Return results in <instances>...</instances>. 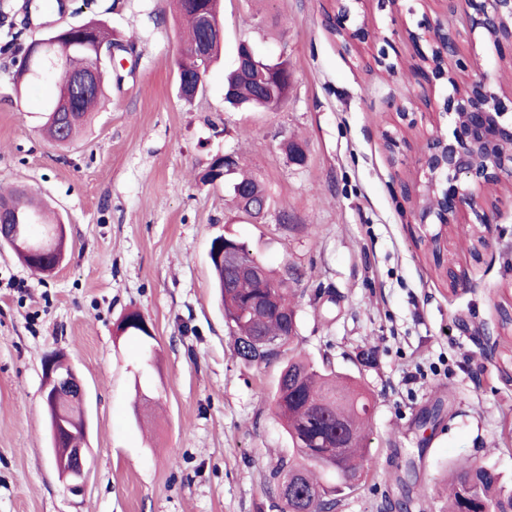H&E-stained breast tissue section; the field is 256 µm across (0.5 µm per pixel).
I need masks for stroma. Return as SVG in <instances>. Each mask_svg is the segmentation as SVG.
<instances>
[{"label":"stroma","instance_id":"35a3bbf8","mask_svg":"<svg viewBox=\"0 0 512 512\" xmlns=\"http://www.w3.org/2000/svg\"><path fill=\"white\" fill-rule=\"evenodd\" d=\"M27 0H0V193L24 186L66 226L62 265L42 275L0 250V512H258L269 473L288 454L273 411L279 364L234 353L208 261L233 236L267 266L301 275L293 346L370 390L372 463L336 512H399L397 479L425 485L419 512H441L450 463L469 459L512 485V182L490 186L498 221L474 257L469 227L448 229L449 287L418 243L401 193L418 178L427 133L451 134L427 101L447 95L412 72L402 28L442 18L463 27L458 0H365L351 23L374 42L345 48L336 0H223V53L193 102L177 95L183 30L173 0H67L31 25ZM97 19L123 45L103 60L107 97L76 140L44 136L51 79L17 95L13 62L49 29ZM288 63L273 111L233 110L224 76L240 42ZM388 55L398 69L376 64ZM512 48L474 32L460 84ZM419 113L389 151L397 104ZM235 154L262 184L261 220L223 183H203ZM287 223H279L280 214ZM154 327L152 344L115 332L125 312ZM63 351L86 389L91 464L83 492L60 480L41 397L46 353Z\"/></svg>","mask_w":512,"mask_h":512}]
</instances>
